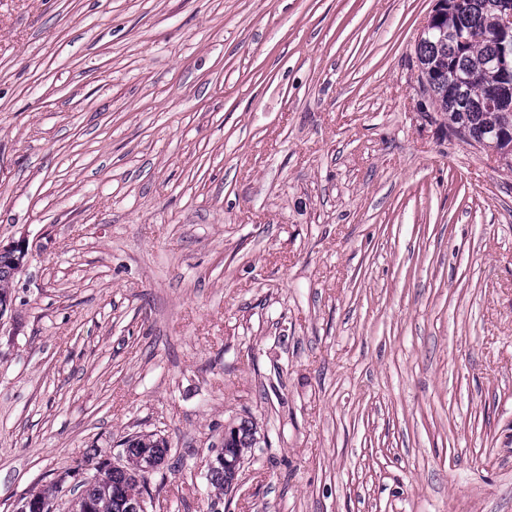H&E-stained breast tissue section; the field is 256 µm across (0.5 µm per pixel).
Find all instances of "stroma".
<instances>
[{"label":"stroma","instance_id":"35a3bbf8","mask_svg":"<svg viewBox=\"0 0 512 512\" xmlns=\"http://www.w3.org/2000/svg\"><path fill=\"white\" fill-rule=\"evenodd\" d=\"M435 0H0V512L165 439L153 512H512V171ZM258 442L207 479L225 427ZM28 255L29 247L25 238L12 242L7 246H3L0 242V256H7L14 260L13 269L12 260L5 257L0 258V304L3 305L8 295L11 296V271L14 282L15 277L27 266ZM243 463V457H236L235 460L231 461L228 460L224 456V449L222 448V452L216 457L215 466H212L210 469V479L212 483L215 484L218 488L223 489L224 485L227 484L226 482H230L232 475H229L224 471V467H226L227 469H231L234 473V479L232 480L231 484H229V487L234 485L236 483V476L239 473Z\"/></svg>","mask_w":512,"mask_h":512}]
</instances>
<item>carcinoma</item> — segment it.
<instances>
[{
	"instance_id": "1",
	"label": "carcinoma",
	"mask_w": 512,
	"mask_h": 512,
	"mask_svg": "<svg viewBox=\"0 0 512 512\" xmlns=\"http://www.w3.org/2000/svg\"><path fill=\"white\" fill-rule=\"evenodd\" d=\"M442 26L423 35L416 48L421 83L432 93L437 111L448 115V127L474 142L502 152L512 145V125L490 107V89L500 80L492 60L499 51L497 19L505 0H444ZM479 30L485 38L462 43ZM13 261L0 258V304L11 294ZM256 445V429L242 423L239 439L227 454L216 457L210 479L222 488L232 476L224 471V458L243 455ZM167 444L152 435L125 441L124 463L101 482H87L80 494L83 512H133L132 505L147 488L146 468L164 460Z\"/></svg>"
}]
</instances>
